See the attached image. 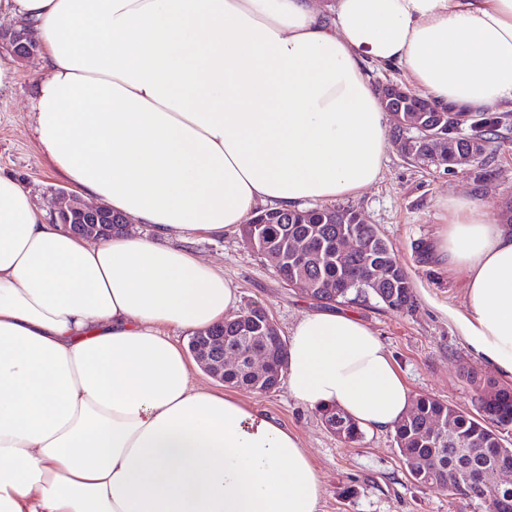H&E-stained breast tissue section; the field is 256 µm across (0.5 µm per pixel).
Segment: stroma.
Instances as JSON below:
<instances>
[{"label": "stroma", "mask_w": 512, "mask_h": 512, "mask_svg": "<svg viewBox=\"0 0 512 512\" xmlns=\"http://www.w3.org/2000/svg\"><path fill=\"white\" fill-rule=\"evenodd\" d=\"M38 71V59L19 61L15 85L0 91V172L16 177L36 205L49 211L57 190L68 189L69 183L37 148L31 97ZM452 195H472L495 209L512 198V130L490 144L483 165L448 172L406 160L389 147L381 179L340 205L358 211L392 244L408 272L416 304L403 313L371 298L344 309L376 332L412 397L426 395L470 411L476 392L466 373L491 379L496 373L468 349L446 314L463 307L459 277L424 257L443 222L440 203ZM187 245L232 281L239 309L263 307L281 337L290 335L304 312L320 308L319 302L283 283L269 259L250 248L241 234L198 233ZM238 396L300 436L323 483L318 512H484L480 505L452 503L446 492L416 484L394 431L365 430L356 442H344L284 383L271 392L242 389Z\"/></svg>", "instance_id": "35a3bbf8"}]
</instances>
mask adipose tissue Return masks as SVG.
Returning <instances> with one entry per match:
<instances>
[{"label":"adipose tissue","instance_id":"adipose-tissue-1","mask_svg":"<svg viewBox=\"0 0 512 512\" xmlns=\"http://www.w3.org/2000/svg\"><path fill=\"white\" fill-rule=\"evenodd\" d=\"M1 18L42 47L41 153L153 234L73 235L0 174V512H317L299 436L199 385L172 338L238 305L178 240L376 183L389 114L370 66L442 109L512 103V0H0ZM444 209L427 254L462 277L449 316L512 382V225L469 196ZM285 373L306 408L364 429L411 406L349 313L302 314Z\"/></svg>","mask_w":512,"mask_h":512}]
</instances>
